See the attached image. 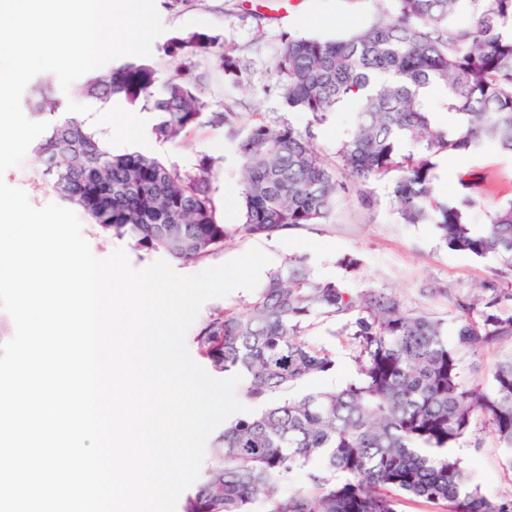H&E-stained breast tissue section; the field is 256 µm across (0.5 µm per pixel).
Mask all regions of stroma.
<instances>
[{
  "label": "stroma",
  "instance_id": "obj_1",
  "mask_svg": "<svg viewBox=\"0 0 512 512\" xmlns=\"http://www.w3.org/2000/svg\"><path fill=\"white\" fill-rule=\"evenodd\" d=\"M376 8V0H179L175 8H160L166 36L155 43L144 62L155 69L157 80H164L177 63L165 52L169 40L190 32L223 35L225 45L234 49L239 60L244 85L231 87L221 75L206 72L205 82L216 107L254 112L270 125L312 130L316 148L331 158L352 135L355 114L347 109L314 127L309 115L286 106L283 79L275 70L281 38L287 34L340 39L368 23ZM123 149L159 156L183 170L194 169L202 157L214 158L212 195L217 218L228 228L241 224V201L227 199L230 182L239 178L240 160L223 129L203 127L184 143L173 144L156 140L151 129L144 128ZM42 169L36 150L31 148L21 165L8 169L0 178L9 186L22 189L34 207L60 203V196L46 183ZM463 178L471 182L475 199L470 220L478 226L485 224L491 205L512 199V155L488 146L472 154L439 159L437 195L445 201L455 198ZM365 190L371 205H364L357 192H350L337 203L326 223L268 238L231 239L209 256L192 263L176 261L172 267L181 274H196L258 247L270 256L271 268L280 267L288 257L302 256L318 278L336 281L355 293L393 290L408 306L448 320L457 316L456 298L472 295L491 277H498L502 288L512 289V275L504 273L500 257L477 258L451 251L440 241L434 225L401 223L391 203L389 179L371 181ZM79 220L82 234L97 258H107L121 248L137 269L158 258L157 253L137 250L128 238L103 231L87 215H80ZM346 258L358 259V266L345 268L342 261ZM341 327L340 320L315 318L308 334L331 352L336 368L305 381L303 390L337 389L355 376L354 353L341 336ZM457 454L474 472L486 495L512 492V469L506 466L504 451L496 448L487 430L473 431Z\"/></svg>",
  "mask_w": 512,
  "mask_h": 512
}]
</instances>
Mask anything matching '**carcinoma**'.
Segmentation results:
<instances>
[{
  "label": "carcinoma",
  "instance_id": "carcinoma-1",
  "mask_svg": "<svg viewBox=\"0 0 512 512\" xmlns=\"http://www.w3.org/2000/svg\"><path fill=\"white\" fill-rule=\"evenodd\" d=\"M463 0H380L374 19L340 40L284 36L275 63L288 108L322 124L356 105L351 137L329 161L311 132L272 126L239 112L211 109L198 72L212 64L233 86L244 83L224 38L190 33L166 46L179 59L162 91L155 71L127 63L92 76L84 93L107 102L141 98L158 115L163 142L181 141L203 125L228 132L241 161L243 222L230 231L212 199L215 160L192 172L148 153L113 154L76 115L60 116L50 79L28 97L34 116L56 117L38 145L43 175L64 200L106 232L135 248L173 260H198L233 236L270 237L328 220L338 200L359 185L397 173L391 198L401 223L433 224L448 249L495 255L512 270V200L497 204L477 229L468 209L471 183L460 179L454 202L433 190L437 158L472 153L489 143L512 153V0H481L475 25L451 22ZM442 88L443 107L460 117L453 132L435 126L427 92ZM448 321L408 307L393 291L353 294L314 276L290 257L272 270L241 313L216 310L193 341L207 368L246 376L260 411L224 427L186 495L182 512H399L422 500L436 512H512V493L489 498L449 449L477 423L512 453V354L485 382L466 360L512 338V291L488 281L481 293L456 299ZM316 317L343 320L340 335L354 351L356 377L337 390L291 391L335 367L311 341ZM308 482L279 490L293 471Z\"/></svg>",
  "mask_w": 512,
  "mask_h": 512
}]
</instances>
